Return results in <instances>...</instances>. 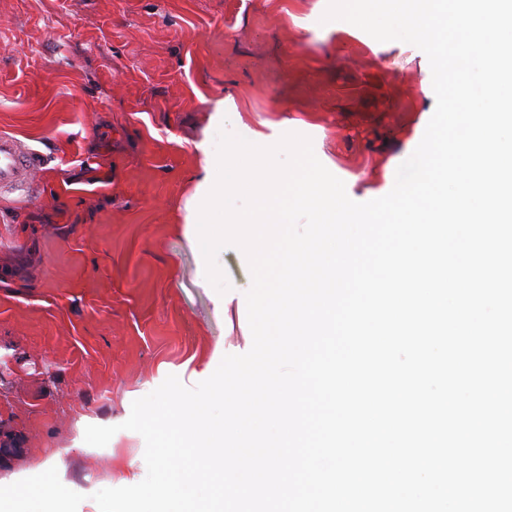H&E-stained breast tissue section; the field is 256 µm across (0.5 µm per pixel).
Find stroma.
Returning <instances> with one entry per match:
<instances>
[{"label":"stroma","instance_id":"obj_1","mask_svg":"<svg viewBox=\"0 0 512 512\" xmlns=\"http://www.w3.org/2000/svg\"><path fill=\"white\" fill-rule=\"evenodd\" d=\"M327 3L0 0V130L47 156L29 194L0 193V482L52 465L99 512L144 456L133 401L249 350L248 260L219 250L218 310L187 221L199 143L293 130L352 200L393 186L435 110L428 58L323 22ZM90 425L118 431L89 447Z\"/></svg>","mask_w":512,"mask_h":512}]
</instances>
